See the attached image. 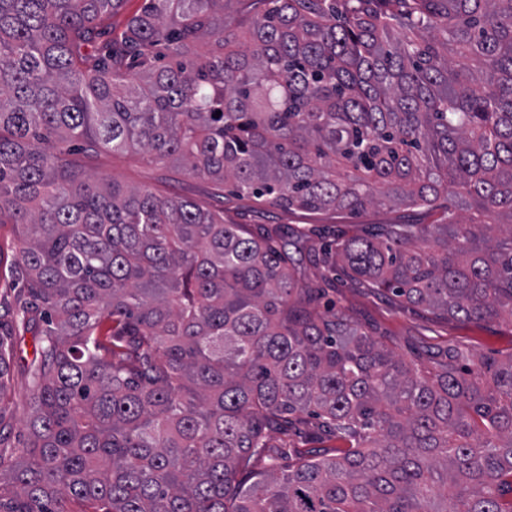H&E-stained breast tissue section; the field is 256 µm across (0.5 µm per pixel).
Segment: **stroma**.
<instances>
[{
    "mask_svg": "<svg viewBox=\"0 0 512 512\" xmlns=\"http://www.w3.org/2000/svg\"><path fill=\"white\" fill-rule=\"evenodd\" d=\"M99 178L117 179L144 187L160 196H177L223 210L229 224H285L291 227H332L344 235L360 233L369 224H431L438 212L409 211L401 207L371 206L356 215L309 214L295 209L258 204L229 195L216 183L173 165H155L135 154L103 149L92 156H79ZM18 228L0 224V324L11 329L13 371L11 387L0 404V454L19 455L27 442L24 426L29 373L35 361V333L21 323L22 310L30 297L17 266ZM306 280L326 289L349 315L383 334L384 343L406 361L427 365L439 359L448 346L463 348L474 359L501 358L512 354V324L501 320H446L422 307H402L363 285L352 283L339 270L327 271L301 256Z\"/></svg>",
    "mask_w": 512,
    "mask_h": 512,
    "instance_id": "1",
    "label": "stroma"
}]
</instances>
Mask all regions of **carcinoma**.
<instances>
[{
	"instance_id": "carcinoma-1",
	"label": "carcinoma",
	"mask_w": 512,
	"mask_h": 512,
	"mask_svg": "<svg viewBox=\"0 0 512 512\" xmlns=\"http://www.w3.org/2000/svg\"><path fill=\"white\" fill-rule=\"evenodd\" d=\"M124 2L0 0V224L43 323L0 512H512V354L419 369L318 312L279 249L512 322V0H144L99 41ZM78 143L260 203L443 220L317 250L100 180ZM9 374L0 338V399ZM305 414L348 447L279 472L267 434Z\"/></svg>"
}]
</instances>
